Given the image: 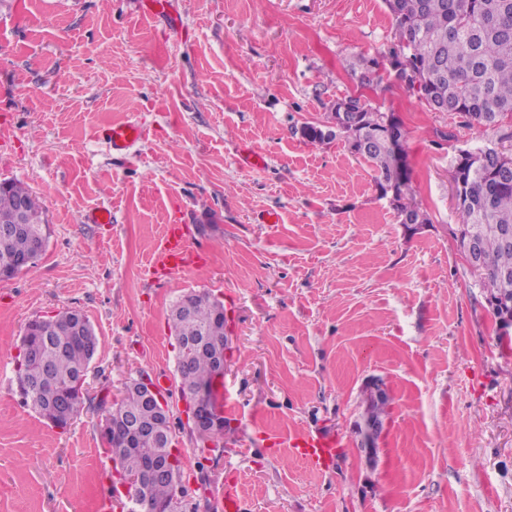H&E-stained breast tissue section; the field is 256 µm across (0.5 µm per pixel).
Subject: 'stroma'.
<instances>
[{"label":"stroma","instance_id":"stroma-1","mask_svg":"<svg viewBox=\"0 0 512 512\" xmlns=\"http://www.w3.org/2000/svg\"><path fill=\"white\" fill-rule=\"evenodd\" d=\"M172 3L176 30L144 0H0V180L28 186L49 226L37 266L0 281V512H99L118 481L106 402L142 373L168 389L195 512H223L229 486L239 512H512V349L454 245L450 171L455 149L512 141L396 83L358 90L346 61L395 42L384 0ZM356 91L408 129L429 223L399 224L365 160L303 136ZM127 120L148 132L127 155L95 140ZM244 147L266 166L241 167ZM101 205L111 223H84ZM171 224L203 267L156 282ZM203 290L224 303L221 452L186 421L168 321ZM64 308L99 348L62 431L19 396L15 357L25 324ZM378 378L390 413L371 460L356 429ZM304 431L341 441L326 470L291 453Z\"/></svg>","mask_w":512,"mask_h":512}]
</instances>
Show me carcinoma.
<instances>
[{
  "label": "carcinoma",
  "mask_w": 512,
  "mask_h": 512,
  "mask_svg": "<svg viewBox=\"0 0 512 512\" xmlns=\"http://www.w3.org/2000/svg\"><path fill=\"white\" fill-rule=\"evenodd\" d=\"M392 16L397 44L387 53L363 59L375 65L370 76L347 64L359 83L379 86L392 75H408L405 88L425 99L438 98L447 111L459 114L469 127H496L501 138L511 139L512 128L495 118L512 114V0H385ZM364 127L382 131L384 113L367 103H354ZM394 146L376 145L364 157L376 173L382 196H393L391 205L399 223H418L411 169L406 150L407 130L399 126L391 135ZM458 172L457 205L459 229L472 224L483 228L485 264L476 274L485 301L512 307V280L502 274L512 271V247L501 246L498 229L512 228V177L499 178V152L495 147L459 148L450 160ZM35 221L44 220L39 198L18 181L0 186V229L14 222L19 204ZM40 259L38 239L32 224L16 225L10 235H0V267L11 276L34 268ZM83 313L63 309L53 316L54 331L44 335L32 321L22 336L15 357L17 387L21 397L52 426L66 429L83 403L78 381L88 374L99 339L79 328ZM176 339L180 396L214 404L218 355L224 351V304L212 294L190 292L170 312ZM197 345L186 350L181 342ZM131 420L139 431L129 437L109 431V452L120 479L147 461L163 459L169 477L154 478L123 502L127 512H167L182 483L181 454L161 446V437L172 435L170 416L160 412L156 398L135 379L124 384L112 404L105 425Z\"/></svg>",
  "instance_id": "obj_1"
}]
</instances>
